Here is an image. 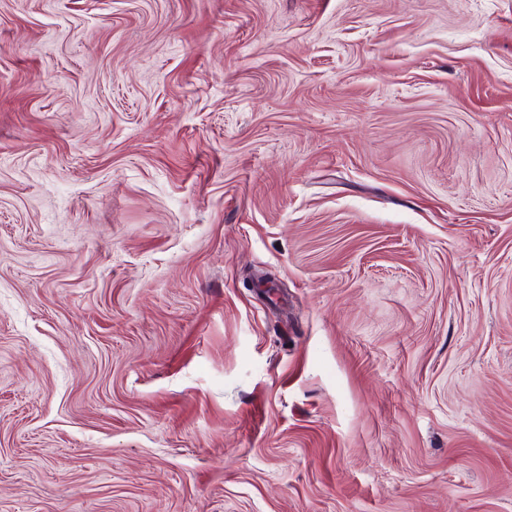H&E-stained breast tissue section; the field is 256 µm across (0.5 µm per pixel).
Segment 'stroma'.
Masks as SVG:
<instances>
[{
  "label": "stroma",
  "mask_w": 512,
  "mask_h": 512,
  "mask_svg": "<svg viewBox=\"0 0 512 512\" xmlns=\"http://www.w3.org/2000/svg\"><path fill=\"white\" fill-rule=\"evenodd\" d=\"M0 512H512V0H0Z\"/></svg>",
  "instance_id": "obj_1"
}]
</instances>
